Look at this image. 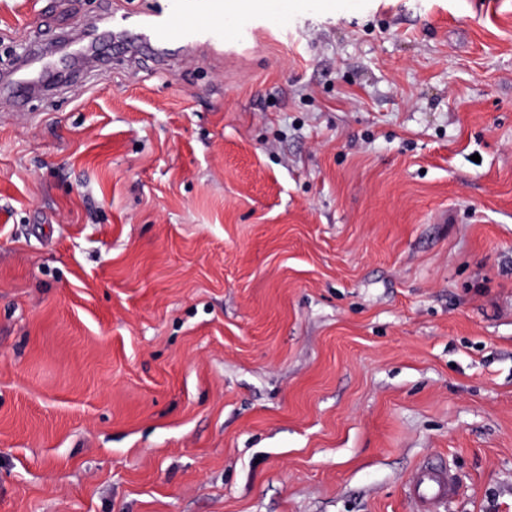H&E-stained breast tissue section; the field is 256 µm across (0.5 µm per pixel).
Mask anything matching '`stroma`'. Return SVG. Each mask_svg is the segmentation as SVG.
Here are the masks:
<instances>
[{"mask_svg": "<svg viewBox=\"0 0 512 512\" xmlns=\"http://www.w3.org/2000/svg\"><path fill=\"white\" fill-rule=\"evenodd\" d=\"M287 18L0 88V512H512V0ZM456 483L446 467H420L411 477L410 499L416 512H441L456 493Z\"/></svg>", "mask_w": 512, "mask_h": 512, "instance_id": "stroma-1", "label": "stroma"}]
</instances>
